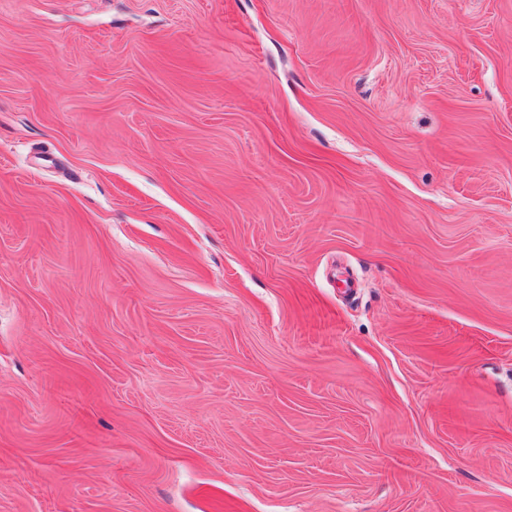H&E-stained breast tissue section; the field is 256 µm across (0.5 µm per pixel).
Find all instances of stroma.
Here are the masks:
<instances>
[{"mask_svg":"<svg viewBox=\"0 0 512 512\" xmlns=\"http://www.w3.org/2000/svg\"><path fill=\"white\" fill-rule=\"evenodd\" d=\"M0 512H512V0H0Z\"/></svg>","mask_w":512,"mask_h":512,"instance_id":"stroma-1","label":"stroma"}]
</instances>
